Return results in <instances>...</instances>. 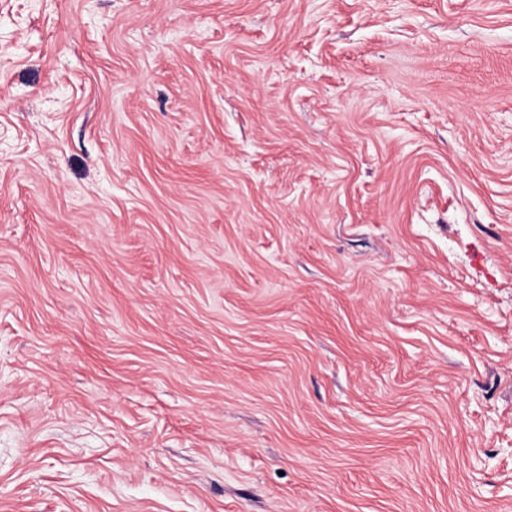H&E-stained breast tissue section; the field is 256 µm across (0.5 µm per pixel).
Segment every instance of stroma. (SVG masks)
<instances>
[{
	"label": "stroma",
	"instance_id": "obj_1",
	"mask_svg": "<svg viewBox=\"0 0 512 512\" xmlns=\"http://www.w3.org/2000/svg\"><path fill=\"white\" fill-rule=\"evenodd\" d=\"M0 512H512V0H0Z\"/></svg>",
	"mask_w": 512,
	"mask_h": 512
}]
</instances>
